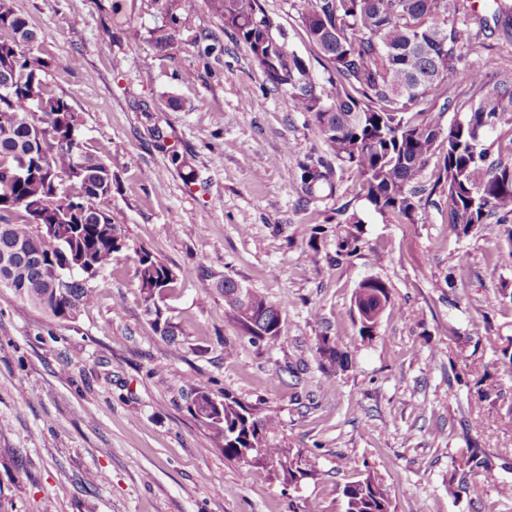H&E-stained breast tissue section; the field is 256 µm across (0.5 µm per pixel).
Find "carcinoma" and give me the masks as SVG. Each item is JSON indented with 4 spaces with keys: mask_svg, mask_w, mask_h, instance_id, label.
I'll return each instance as SVG.
<instances>
[{
    "mask_svg": "<svg viewBox=\"0 0 512 512\" xmlns=\"http://www.w3.org/2000/svg\"><path fill=\"white\" fill-rule=\"evenodd\" d=\"M208 2L266 83L309 114L336 161L354 168L376 212L413 220L418 184L444 135L448 223L512 224V71L492 82L471 68L477 35L472 19L459 16L460 0H299L306 40L325 62L320 82L308 61L266 26L261 0ZM494 19L512 36L511 8L497 4ZM33 40L26 19L10 0H0V260L6 256L13 266L3 286L50 317L71 321L95 298L86 270L111 267L124 241L99 207L112 196V159L97 154L77 112L50 88L46 63L27 52ZM441 97L442 110L462 112L446 130L429 112ZM329 175L321 162L305 164L300 180L311 195ZM37 218L55 225L53 233L36 235ZM60 274L67 276L62 285ZM135 276L145 311L160 316V304L176 293L177 275L145 252ZM239 289L224 278V305L243 335L253 344L280 337L277 306L246 288L251 314L245 315ZM389 294L380 280L360 284L354 304L362 336H372ZM320 348L328 351L329 374L345 368L344 353L328 339ZM220 405L223 418L204 425L225 456L262 468L275 464L288 482L308 475L302 455L266 442L278 427L275 417L227 394ZM342 496L344 512H394L387 487L371 473L346 483Z\"/></svg>",
    "mask_w": 512,
    "mask_h": 512,
    "instance_id": "carcinoma-1",
    "label": "carcinoma"
}]
</instances>
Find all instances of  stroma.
Returning a JSON list of instances; mask_svg holds the SVG:
<instances>
[{
  "label": "stroma",
  "instance_id": "stroma-1",
  "mask_svg": "<svg viewBox=\"0 0 512 512\" xmlns=\"http://www.w3.org/2000/svg\"><path fill=\"white\" fill-rule=\"evenodd\" d=\"M262 4L323 77L298 0ZM11 5L47 82L116 163L103 206L127 248L73 322L0 288V512H343L344 485L368 472L396 512H512L498 490L512 484V224H449L437 157L413 222L374 211L207 0ZM464 6L489 21L470 62L511 69L493 0ZM318 159L334 176L311 197L300 166ZM347 233L357 248L341 256ZM141 249L179 278L160 316L179 355L139 298ZM228 276L279 307L277 340L242 334ZM371 278L390 301L368 339L354 297ZM325 336L348 357L330 385ZM199 385L275 416L269 442L302 451L311 476L291 484L225 457L191 412Z\"/></svg>",
  "mask_w": 512,
  "mask_h": 512
}]
</instances>
